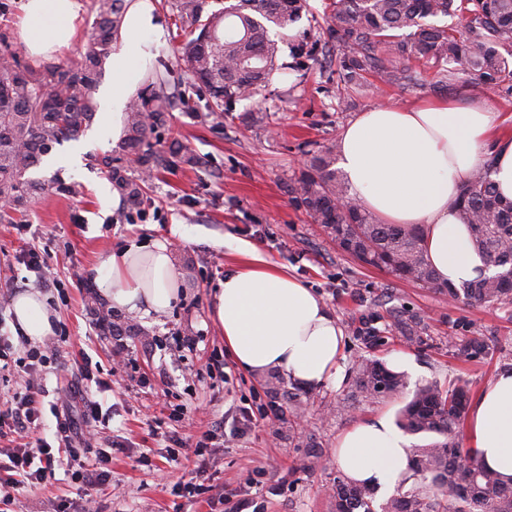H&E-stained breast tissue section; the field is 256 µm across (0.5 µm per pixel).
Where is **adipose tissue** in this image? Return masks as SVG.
<instances>
[{"instance_id": "ef3b65f1", "label": "adipose tissue", "mask_w": 512, "mask_h": 512, "mask_svg": "<svg viewBox=\"0 0 512 512\" xmlns=\"http://www.w3.org/2000/svg\"><path fill=\"white\" fill-rule=\"evenodd\" d=\"M83 8L82 0H24L17 29L26 51L49 56L68 48ZM163 36L155 0H131L105 63L112 81L100 93L96 143L120 134L123 109ZM503 122L493 108L456 100L379 105L344 128L338 166L379 222L423 226L429 262L442 281L457 284L483 265L459 214L463 177L492 159L497 191L512 200V135L501 134ZM236 250L248 262L225 276L214 315L237 366L253 374L277 370L307 389L341 381L345 333L335 313L251 244L239 242ZM100 269L99 295L130 315L164 313L176 299L167 241L130 243ZM12 311L26 336L53 335L57 314L40 292L17 294ZM466 442L480 464L512 477V369L500 371L472 402ZM334 456L337 468L358 483L392 487L409 475V443L384 416L339 435Z\"/></svg>"}]
</instances>
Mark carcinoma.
Masks as SVG:
<instances>
[{"label":"carcinoma","mask_w":512,"mask_h":512,"mask_svg":"<svg viewBox=\"0 0 512 512\" xmlns=\"http://www.w3.org/2000/svg\"><path fill=\"white\" fill-rule=\"evenodd\" d=\"M171 11L181 74L155 73V80L131 99L124 118L119 155L99 160L128 216L140 212L144 189L160 168L195 163L187 148L173 141L154 148L152 139L180 108L201 123L214 122L254 98L283 68L278 41L270 29H286L309 12L308 0H166ZM324 24L302 32L292 45L298 58L318 61L327 47H339L336 81L358 85L371 75L383 84L418 85L420 69L432 71L431 86L448 88L462 72L495 91L512 92V0H331ZM94 22L87 47L76 59L34 69L13 54L0 56V221L12 224L41 187L29 177L54 145L77 138L96 116L98 86L113 36L123 14L122 0H93ZM458 19L460 26L436 23ZM308 159L290 188L293 204L344 253L360 263L387 269L456 301L512 306V201L503 200L491 179V164L468 174L462 184L460 214L483 259L479 275L456 287L439 280L419 226L382 224L353 198L336 172V143L307 152ZM394 329L406 341L424 342L421 322L398 316ZM376 351L385 337L372 326L359 337ZM478 338L448 337V352L470 361L487 352ZM356 387L370 398L406 389L403 374L379 357L354 366ZM471 394L467 384L417 386L401 410L406 433L431 437L414 449L408 469L417 481L375 504V488L336 477V512H512V479L478 464L462 445V426Z\"/></svg>","instance_id":"obj_1"}]
</instances>
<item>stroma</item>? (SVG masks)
Returning <instances> with one entry per match:
<instances>
[{
	"label": "stroma",
	"mask_w": 512,
	"mask_h": 512,
	"mask_svg": "<svg viewBox=\"0 0 512 512\" xmlns=\"http://www.w3.org/2000/svg\"><path fill=\"white\" fill-rule=\"evenodd\" d=\"M336 62L335 53L329 52L305 75L288 68L280 71L214 129L193 124L181 111L171 112L163 140L181 141L198 163L155 174L144 205L150 214L145 222L128 223L116 191L100 197L99 189L108 179L97 165L104 155L98 148L84 155L82 173L35 170L44 188L29 204L23 229L0 222V333L17 334L9 314L13 295L45 281L43 294L66 336H49L42 344L59 353L69 367L65 373L47 374L46 389H67L74 370L86 359L97 365L98 379L112 382L109 391L91 387L87 394L102 406L98 445L111 448L112 481L126 493L118 497L111 486L101 487L93 494V512H210L203 498L181 494L179 484L190 480L193 466L175 440L211 425L217 428L208 455L212 483L230 494L244 487L249 476L261 477L247 512H334L337 437L356 423L395 417L405 401L401 395L372 399L356 389L353 367L366 354L357 339L362 319H374L387 338L378 357L386 362L396 355L408 360L406 380L411 387L428 380L444 385L460 379L476 395L499 371L512 368V308L452 302L387 271L363 266L292 203L288 185L308 150L338 140L350 120L375 106L407 107L439 95L427 87L339 89L324 83L319 74L323 68L335 69ZM257 110L267 114L266 128L241 121V114ZM59 179L81 184V194L59 192ZM156 238L169 241L175 270L195 261V281L180 280L179 297L165 314L139 319L117 310L112 321L125 329V336L103 333L89 305L88 283L109 253L132 240ZM240 240L302 280L334 311L346 337L339 383L300 390L281 375L274 394L268 375L244 372L232 358H225L223 369L210 367L211 355L224 349L212 312L213 295L225 274L245 261L235 250ZM30 248L44 260L42 273L29 272L21 262ZM400 314L421 317L425 344L392 336L390 323ZM182 335L197 337L193 351L177 349L176 339ZM452 336L480 338L490 351L460 363L448 351ZM117 350L127 355L133 369L114 377L110 368ZM142 375L150 381L148 388L138 384ZM292 391L306 406L294 429H273L267 419L234 434L239 410L252 394H260L265 405L284 416L288 406L283 396ZM180 407L184 418L172 419L173 410ZM292 432L304 436L307 447L290 445ZM115 441L120 444L116 450L111 447ZM313 452L318 464L302 469V461ZM81 496V483L58 468L38 489L0 503V512H55L59 504L79 503Z\"/></svg>",
	"instance_id": "obj_1"
}]
</instances>
